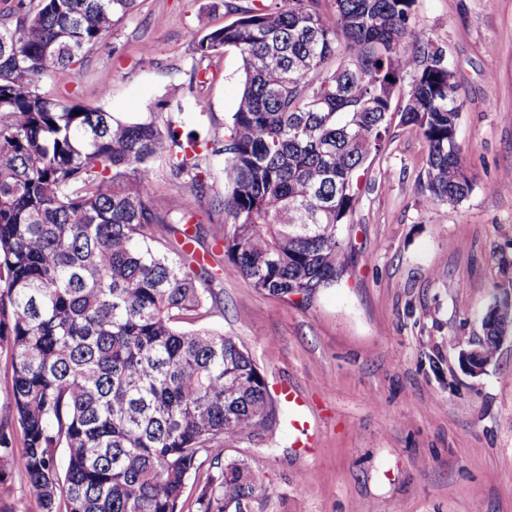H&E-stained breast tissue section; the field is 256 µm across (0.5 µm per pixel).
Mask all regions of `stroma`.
<instances>
[{"instance_id": "1", "label": "stroma", "mask_w": 512, "mask_h": 512, "mask_svg": "<svg viewBox=\"0 0 512 512\" xmlns=\"http://www.w3.org/2000/svg\"><path fill=\"white\" fill-rule=\"evenodd\" d=\"M283 0H138L70 71L48 73L45 96L145 121L181 112L188 128L222 131L241 93V59L208 61L190 81L195 45L236 9ZM413 21L444 49L461 103L458 139L470 195L430 201L427 147L392 122L360 177L344 232L354 259L344 283L281 300L226 271L200 213V245L221 276L203 325L250 353L271 394L291 387L315 435L280 426L258 439L226 435L224 456L248 463L264 490L247 512H512V342L478 376L459 353L484 336L483 315L512 257V0H417ZM154 50L141 65L142 46ZM0 512H41L24 473L0 471Z\"/></svg>"}]
</instances>
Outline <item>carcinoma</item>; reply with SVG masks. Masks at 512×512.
<instances>
[{
    "label": "carcinoma",
    "instance_id": "obj_1",
    "mask_svg": "<svg viewBox=\"0 0 512 512\" xmlns=\"http://www.w3.org/2000/svg\"><path fill=\"white\" fill-rule=\"evenodd\" d=\"M137 0H13L0 24V347L11 400L0 462L22 471L43 512H238L262 484L224 461V435L262 437L279 421L268 385L235 339L186 331L217 302L196 203L210 158H224L211 201L213 244L229 270L277 298L331 288L353 261L343 234L355 186L393 121L427 143L430 199L457 208L472 190L458 140L460 104L444 50L412 23L415 0H288L245 9L196 43L226 48L243 87L221 134L181 120L125 122L38 89L97 47ZM413 73L401 110L393 90ZM165 162L185 200L154 207ZM498 331L486 328L493 362ZM24 451L14 455L13 429Z\"/></svg>",
    "mask_w": 512,
    "mask_h": 512
}]
</instances>
